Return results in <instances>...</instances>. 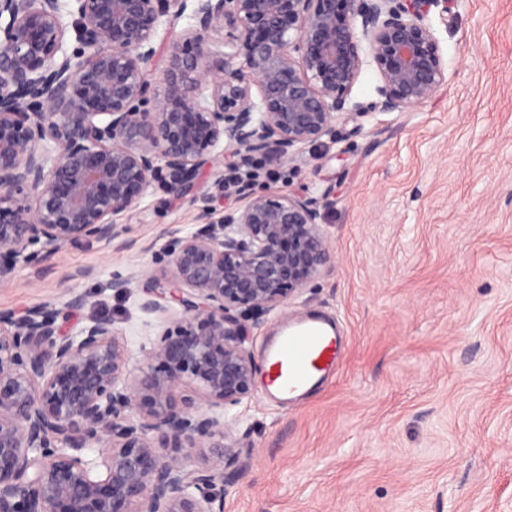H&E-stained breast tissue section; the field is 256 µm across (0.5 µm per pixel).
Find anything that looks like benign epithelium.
I'll use <instances>...</instances> for the list:
<instances>
[{"mask_svg":"<svg viewBox=\"0 0 512 512\" xmlns=\"http://www.w3.org/2000/svg\"><path fill=\"white\" fill-rule=\"evenodd\" d=\"M448 3L0 0V271L91 240L129 246L122 219L156 183L184 199L208 172L221 194L226 169L277 167L340 120L358 133L373 109L423 105L445 82L429 14ZM368 57L381 85L363 104L351 92ZM237 192L242 209L203 210L141 287L160 330L140 358L113 319L72 336L49 303L0 312V512H224L246 468L221 415L254 386L249 320L332 261L333 189L274 193L253 174ZM92 445L99 460L77 455Z\"/></svg>","mask_w":512,"mask_h":512,"instance_id":"7a95c632","label":"benign epithelium"}]
</instances>
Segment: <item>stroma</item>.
Instances as JSON below:
<instances>
[{"mask_svg":"<svg viewBox=\"0 0 512 512\" xmlns=\"http://www.w3.org/2000/svg\"><path fill=\"white\" fill-rule=\"evenodd\" d=\"M430 21L446 81L422 106L305 148L264 184L320 196L333 261L287 308L262 316L261 351L289 318L336 319L335 380L285 407L256 383L227 418L247 467L224 512H512V0H450ZM214 192L156 188L127 218L130 245L65 247L0 275V311L87 296L66 327L112 317L131 351L154 339L113 274H142L170 236L198 229Z\"/></svg>","mask_w":512,"mask_h":512,"instance_id":"stroma-1","label":"stroma"}]
</instances>
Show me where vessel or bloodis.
Masks as SVG:
<instances>
[{
    "label": "vessel or blood",
    "instance_id": "obj_1",
    "mask_svg": "<svg viewBox=\"0 0 512 512\" xmlns=\"http://www.w3.org/2000/svg\"><path fill=\"white\" fill-rule=\"evenodd\" d=\"M340 350L332 322L312 317L281 323L263 349L271 395L284 405L302 402L335 375Z\"/></svg>",
    "mask_w": 512,
    "mask_h": 512
}]
</instances>
